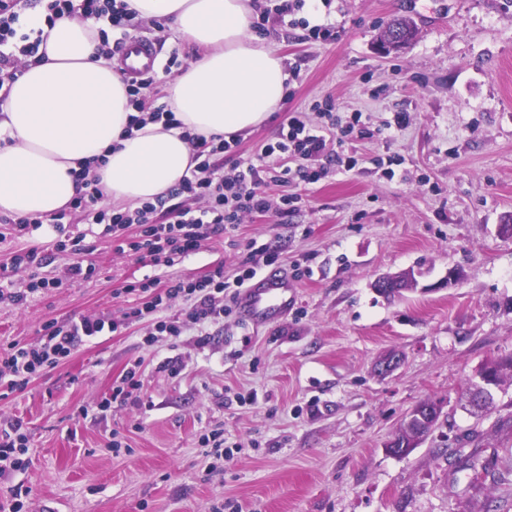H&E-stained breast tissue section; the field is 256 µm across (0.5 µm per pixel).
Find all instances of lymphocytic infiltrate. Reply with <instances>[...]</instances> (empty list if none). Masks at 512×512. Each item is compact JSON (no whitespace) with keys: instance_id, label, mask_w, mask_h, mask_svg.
Masks as SVG:
<instances>
[{"instance_id":"obj_1","label":"lymphocytic infiltrate","mask_w":512,"mask_h":512,"mask_svg":"<svg viewBox=\"0 0 512 512\" xmlns=\"http://www.w3.org/2000/svg\"><path fill=\"white\" fill-rule=\"evenodd\" d=\"M32 0H0V87L14 82L21 74L18 58H38L42 43L41 34L32 30L22 31L21 17ZM47 21L58 17L79 16L85 19H107L115 29L128 30L133 14L123 0H48ZM318 114L325 121L323 129L309 125L301 116L294 115L283 124L276 143L267 145L256 159L236 163L232 170H225L224 157L236 155L239 136L205 139L189 135L193 147L195 167L189 176L170 192L169 199H156L125 211H115L102 206V190L87 171L76 175L81 190L69 211L54 214L51 222L58 238L55 249L74 255L68 269L69 279H87L94 275L93 264L83 257L92 248L82 237L67 233L64 225L70 212L76 211L83 219L102 225V234L120 242L133 253L151 257L155 266L172 268L183 263L197 251L202 241L226 235L239 223L243 214L269 210L271 203L263 192L269 174L282 171L283 175L308 183L325 178L331 170L354 167L355 161L343 153H326V138H342L346 128L337 126L332 104L319 108ZM291 155L296 168L280 167L282 155ZM206 200L201 211H194L193 203ZM52 258L37 249L15 255L10 263L0 264V303L23 304L30 294L52 287L53 282L44 277H33L25 290H11L9 278L23 267L46 266ZM257 266H250L233 282L224 279L223 267H215L200 277H179L169 280L166 287H159L150 279L128 285V292L149 294L148 302L126 308L121 319L105 321L88 317L65 324L47 323L42 328L39 345H9L0 355V387L10 392L25 389L45 369L55 367L75 351L79 343L95 338L103 332L117 333L124 327L154 317V329L159 336H179V321L165 318L174 299L190 301L187 318L200 338H208V328L224 316L225 298H236L239 290L257 274Z\"/></svg>"}]
</instances>
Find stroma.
<instances>
[{"mask_svg":"<svg viewBox=\"0 0 512 512\" xmlns=\"http://www.w3.org/2000/svg\"><path fill=\"white\" fill-rule=\"evenodd\" d=\"M397 16L417 35L381 53ZM292 18L261 36L300 76L224 167L275 143L290 113L319 124L328 100L369 122L370 134L341 144L357 166L315 184L268 183L271 199L293 194L299 207L244 215L169 270L76 215L68 230L92 245L97 273L69 281L73 258L56 252L52 226L20 237L0 224V264L36 248L54 254L45 274L61 281L0 304V350L36 344L51 321L121 318L137 281L219 265L233 281L263 244L292 276L295 306L262 327L226 313L204 345L192 328L150 341L147 319L0 397V429L19 420L28 437L22 467L0 475V512L17 499L21 512H512V382L492 388L487 410L467 406L484 363L512 354V238L499 233L512 223V0H322L318 15ZM308 24L336 34L305 39ZM398 112L410 116L399 130ZM408 269L415 290L375 291L378 277ZM393 353L399 365L379 373ZM135 360L140 391L100 411ZM250 392L254 404L237 403ZM428 399L443 403L436 427L409 454L387 453ZM214 431L240 448L220 468L199 441Z\"/></svg>","mask_w":512,"mask_h":512,"instance_id":"1","label":"stroma"}]
</instances>
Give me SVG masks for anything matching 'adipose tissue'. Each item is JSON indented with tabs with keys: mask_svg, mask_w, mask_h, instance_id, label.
Returning a JSON list of instances; mask_svg holds the SVG:
<instances>
[{
	"mask_svg": "<svg viewBox=\"0 0 512 512\" xmlns=\"http://www.w3.org/2000/svg\"><path fill=\"white\" fill-rule=\"evenodd\" d=\"M137 18L163 20L170 40L200 53L165 83L180 125L130 128L128 85L102 54L99 26L77 16L46 27V57L24 67L0 105V214L50 219L79 192L91 167L106 201L135 206L167 196L193 167L183 131L239 134L281 108L288 73L274 48L250 31L259 0H126Z\"/></svg>",
	"mask_w": 512,
	"mask_h": 512,
	"instance_id": "obj_1",
	"label": "adipose tissue"
}]
</instances>
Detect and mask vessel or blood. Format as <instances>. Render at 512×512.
Listing matches in <instances>:
<instances>
[{
	"mask_svg": "<svg viewBox=\"0 0 512 512\" xmlns=\"http://www.w3.org/2000/svg\"><path fill=\"white\" fill-rule=\"evenodd\" d=\"M125 74L132 79L151 75L158 66L157 55L145 38L127 40L121 54ZM296 300L290 274L273 271L257 277L236 298L239 313L254 324L262 325L285 318Z\"/></svg>",
	"mask_w": 512,
	"mask_h": 512,
	"instance_id": "1",
	"label": "vessel or blood"
}]
</instances>
